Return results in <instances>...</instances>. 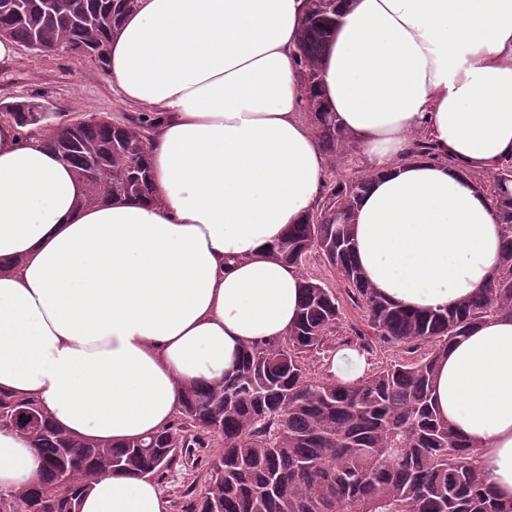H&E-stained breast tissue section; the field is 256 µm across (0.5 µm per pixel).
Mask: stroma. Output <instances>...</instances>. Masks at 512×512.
Listing matches in <instances>:
<instances>
[{
    "mask_svg": "<svg viewBox=\"0 0 512 512\" xmlns=\"http://www.w3.org/2000/svg\"><path fill=\"white\" fill-rule=\"evenodd\" d=\"M28 101L61 113L64 121L88 116L138 115L139 107L117 96L103 64L87 58L41 55L16 46L11 58L0 61V104ZM206 468L202 463L175 466L160 481L170 512H180V494L186 486L204 490Z\"/></svg>",
    "mask_w": 512,
    "mask_h": 512,
    "instance_id": "obj_1",
    "label": "stroma"
}]
</instances>
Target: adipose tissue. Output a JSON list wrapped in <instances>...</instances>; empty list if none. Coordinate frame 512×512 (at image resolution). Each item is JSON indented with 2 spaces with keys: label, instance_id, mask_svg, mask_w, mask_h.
Returning a JSON list of instances; mask_svg holds the SVG:
<instances>
[{
  "label": "adipose tissue",
  "instance_id": "1",
  "mask_svg": "<svg viewBox=\"0 0 512 512\" xmlns=\"http://www.w3.org/2000/svg\"><path fill=\"white\" fill-rule=\"evenodd\" d=\"M307 0H136L108 49L124 102L158 113L155 198L84 207V186L41 137L0 121V392L55 426L119 445L162 430L191 386L245 346L287 336L298 269L273 245L303 223L328 159L294 53ZM317 92L374 178L356 260L395 304L450 307L484 288L502 230L469 172L512 160V0H351ZM436 156L412 159L416 134ZM440 413L512 499V318L448 346ZM41 462L0 431V489ZM82 512H169L151 480L106 476Z\"/></svg>",
  "mask_w": 512,
  "mask_h": 512
}]
</instances>
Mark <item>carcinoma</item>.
Listing matches in <instances>:
<instances>
[{
    "label": "carcinoma",
    "instance_id": "cac0c4a2",
    "mask_svg": "<svg viewBox=\"0 0 512 512\" xmlns=\"http://www.w3.org/2000/svg\"><path fill=\"white\" fill-rule=\"evenodd\" d=\"M337 0H309L294 57L323 151L348 161L353 139L325 110L316 88ZM135 0H0V31L35 52L106 63L107 44ZM0 117L39 125L45 146L85 186L80 201L148 200L149 140L159 117L91 116L76 125L17 102ZM372 172L332 181L316 210L273 245L302 269L317 253L344 294L363 310L372 337H343V302L322 279L303 275L296 325L288 336L244 349L236 368L206 387L185 391L171 426L114 446L79 439L50 423L31 400L0 395V429L25 434L42 462L32 487L0 491V512H80L82 496L104 476L161 479L180 460L221 439L207 461V485L182 492V512H512L478 464L479 449L441 417L434 401L439 358L448 343L489 317H512V162L491 175L502 227L497 267L488 285L453 308L412 311L366 282L355 260V211ZM394 344L402 354L377 362L355 383L313 376L306 358L356 342Z\"/></svg>",
    "mask_w": 512,
    "mask_h": 512
}]
</instances>
